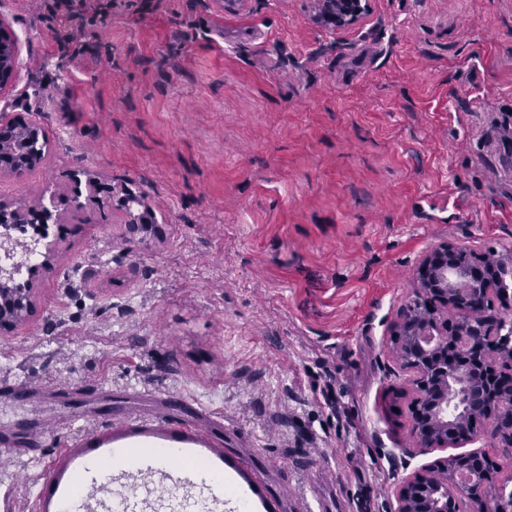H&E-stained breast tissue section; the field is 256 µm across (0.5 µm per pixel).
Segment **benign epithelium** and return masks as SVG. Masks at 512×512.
Here are the masks:
<instances>
[{
	"mask_svg": "<svg viewBox=\"0 0 512 512\" xmlns=\"http://www.w3.org/2000/svg\"><path fill=\"white\" fill-rule=\"evenodd\" d=\"M317 20L334 30L358 25L371 11V0H316ZM18 50L10 26L0 20V90L8 87L17 67ZM47 140L41 129L22 120L0 124V173L22 171L18 154L28 153L35 165L43 159ZM87 199L105 193L124 210L135 233L155 223L142 195L129 191L114 197L98 176L84 171ZM66 217L47 206L11 208L0 203L1 224H62ZM25 310L0 302V328L23 321ZM512 313V249L476 251L443 242L418 259L412 296L395 327L396 354L412 370V428L417 446L446 448L474 441L478 423L462 422L460 400L473 389L470 369L448 359V351L474 356L489 396L507 413L493 422L502 440L512 447V329L503 324ZM482 467L452 466L451 459L433 466L448 468L447 478L429 476V467L406 480L398 490L397 512H475L497 470L482 451L465 453Z\"/></svg>",
	"mask_w": 512,
	"mask_h": 512,
	"instance_id": "7a95c632",
	"label": "benign epithelium"
}]
</instances>
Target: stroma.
<instances>
[{"mask_svg": "<svg viewBox=\"0 0 512 512\" xmlns=\"http://www.w3.org/2000/svg\"><path fill=\"white\" fill-rule=\"evenodd\" d=\"M19 50L0 121L48 149L0 202L51 203L35 308L0 330V512H55L77 462L135 436L221 463L264 512H396L420 453L392 327L422 254L512 247V0H372L331 30L313 0H99L68 46L0 0ZM144 194L158 232L76 209L75 171ZM97 386L81 398L76 385ZM174 395L196 411L168 410ZM512 490V447L475 444Z\"/></svg>", "mask_w": 512, "mask_h": 512, "instance_id": "35a3bbf8", "label": "stroma"}]
</instances>
